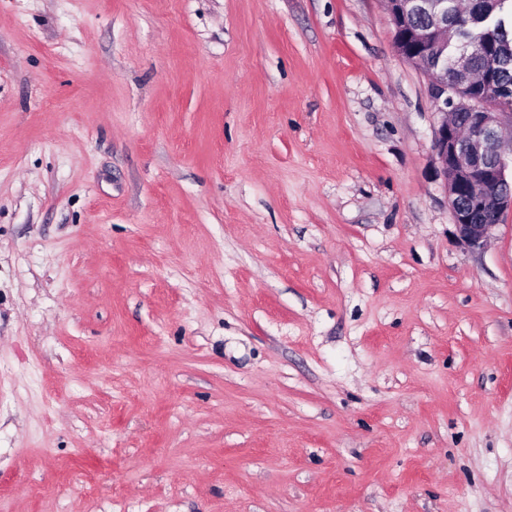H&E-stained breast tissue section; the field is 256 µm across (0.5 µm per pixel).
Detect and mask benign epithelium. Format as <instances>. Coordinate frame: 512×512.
Masks as SVG:
<instances>
[{"label":"benign epithelium","mask_w":512,"mask_h":512,"mask_svg":"<svg viewBox=\"0 0 512 512\" xmlns=\"http://www.w3.org/2000/svg\"><path fill=\"white\" fill-rule=\"evenodd\" d=\"M386 7L395 26L398 53L414 64H423L421 47L428 44L426 33L413 27L409 19L418 12L438 11V4L433 0H386ZM440 51L450 55L454 68L462 70L472 68L476 55L484 56L483 81L470 85L461 102L454 99L456 83L448 73L431 74L433 102L442 114L433 140L438 172L459 239L472 249H482L503 213L512 210L509 153L500 137L503 127L512 124V113L495 111L498 96L491 81L493 57L481 49L471 52L446 41L440 44Z\"/></svg>","instance_id":"7a95c632"}]
</instances>
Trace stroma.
I'll use <instances>...</instances> for the list:
<instances>
[{"mask_svg":"<svg viewBox=\"0 0 512 512\" xmlns=\"http://www.w3.org/2000/svg\"><path fill=\"white\" fill-rule=\"evenodd\" d=\"M394 34L0 0V512H512V211ZM439 48L446 57L449 49L455 69L469 70L474 57L484 55L483 81L470 85L461 102L454 99L456 83L448 78L449 67L440 75L431 70L428 73L432 77L434 105L442 114L434 132L433 150L457 235L470 248L483 249L503 213L512 210V168L509 181V153L500 137L505 125L512 126V113L495 111L498 96L491 81L494 58L486 56L483 48L471 52L466 47L450 46L448 41L442 42ZM448 102L460 111L453 112L451 121H448ZM506 185L510 190L504 189Z\"/></svg>","mask_w":512,"mask_h":512,"instance_id":"obj_1","label":"stroma"}]
</instances>
